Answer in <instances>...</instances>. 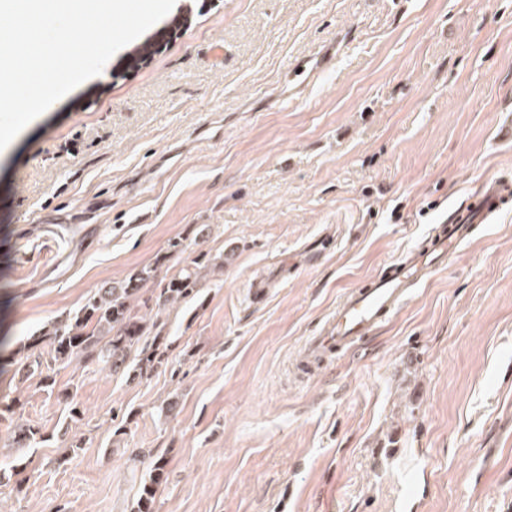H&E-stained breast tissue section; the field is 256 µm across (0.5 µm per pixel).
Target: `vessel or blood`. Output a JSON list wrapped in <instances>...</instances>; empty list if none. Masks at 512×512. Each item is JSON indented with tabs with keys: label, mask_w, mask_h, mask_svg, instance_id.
Here are the masks:
<instances>
[{
	"label": "vessel or blood",
	"mask_w": 512,
	"mask_h": 512,
	"mask_svg": "<svg viewBox=\"0 0 512 512\" xmlns=\"http://www.w3.org/2000/svg\"><path fill=\"white\" fill-rule=\"evenodd\" d=\"M511 206L512 181L487 180L476 200L453 212L449 224L439 227L377 278L346 292L337 303L335 314L306 338L305 355L316 362L355 348L397 313L413 288L447 268L460 246L471 238L476 225L490 223Z\"/></svg>",
	"instance_id": "1"
}]
</instances>
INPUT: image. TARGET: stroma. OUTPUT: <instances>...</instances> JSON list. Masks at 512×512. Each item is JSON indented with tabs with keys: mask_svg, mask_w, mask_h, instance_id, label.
I'll list each match as a JSON object with an SVG mask.
<instances>
[{
	"mask_svg": "<svg viewBox=\"0 0 512 512\" xmlns=\"http://www.w3.org/2000/svg\"><path fill=\"white\" fill-rule=\"evenodd\" d=\"M511 110L512 0H175L0 150V409L43 435L0 418V512H134L159 458L154 512H512V208L297 368L345 292L512 177ZM201 253L197 296L149 314L166 367L19 373L101 284Z\"/></svg>",
	"mask_w": 512,
	"mask_h": 512,
	"instance_id": "stroma-1",
	"label": "stroma"
}]
</instances>
